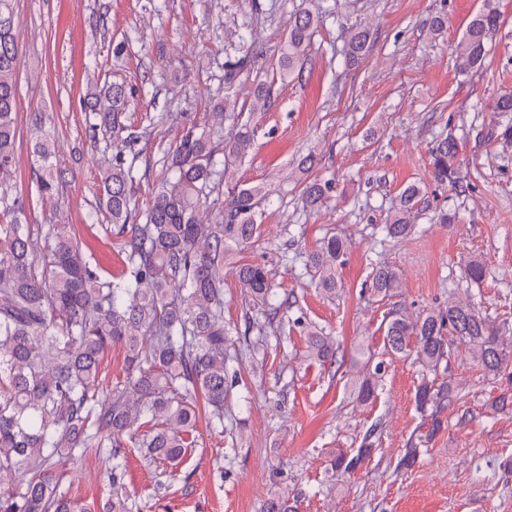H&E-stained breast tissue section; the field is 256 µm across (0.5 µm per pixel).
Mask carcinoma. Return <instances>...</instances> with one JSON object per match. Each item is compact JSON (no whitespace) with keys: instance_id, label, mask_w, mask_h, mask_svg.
I'll list each match as a JSON object with an SVG mask.
<instances>
[{"instance_id":"1","label":"carcinoma","mask_w":512,"mask_h":512,"mask_svg":"<svg viewBox=\"0 0 512 512\" xmlns=\"http://www.w3.org/2000/svg\"><path fill=\"white\" fill-rule=\"evenodd\" d=\"M322 13L297 10L279 47L280 77H301L306 49ZM499 22L496 0H484L455 48L460 68L481 65L485 44ZM373 46L370 30L345 36L347 59H364ZM19 44L14 0H0V173L12 167L19 138L17 85ZM93 133L112 147L101 176L99 209L118 228L124 268L106 272L85 250L72 224L24 223L30 200L0 187V512H78L59 490L64 466L107 448L116 460L111 512H132L123 490L118 459L132 445L151 462L181 459L191 447L200 410L224 423L227 388V339L224 329V265L233 271L248 297L266 305L273 297L268 271L259 264L233 263L242 249L257 242L266 201L262 186L232 184L230 167L250 141L245 127L224 142V152L205 130L187 131L162 160L157 186L148 203L139 204L133 161L126 151L139 135L122 122L129 105L126 87L107 82L86 98ZM270 89L257 81L252 112H266ZM37 192L51 196L64 182L57 167L56 139L45 118L32 116ZM223 159H217V155ZM456 143L443 139L433 153L437 178L454 173ZM313 162V159H307ZM305 162V163H307ZM297 166L302 202L319 207L329 186L308 179L309 167ZM226 189L210 222L200 211ZM419 187L400 194L387 235H407ZM339 236L323 238L306 255L305 266L316 288L336 294L338 268L347 254ZM400 287L395 269L372 268V290L386 296ZM500 327L467 302L450 301L437 312L410 316L395 311L387 322L386 350L413 358L422 371H437L449 361L451 346L465 347L470 361L485 372L512 379V355L501 347ZM114 345L124 351L123 379L108 395H99L104 355ZM338 347L316 329L306 338L310 360L335 366ZM382 382L381 364L365 363L355 382L356 398L370 402ZM458 399L451 385L434 388L424 379L415 392L417 407L436 413ZM370 446L355 454L338 452L330 469L352 474L369 456Z\"/></svg>"}]
</instances>
